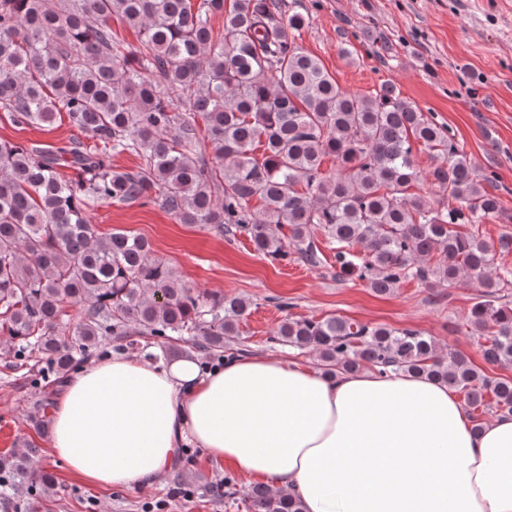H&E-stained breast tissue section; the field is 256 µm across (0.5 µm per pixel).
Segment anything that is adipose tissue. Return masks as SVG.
Listing matches in <instances>:
<instances>
[{
    "mask_svg": "<svg viewBox=\"0 0 512 512\" xmlns=\"http://www.w3.org/2000/svg\"><path fill=\"white\" fill-rule=\"evenodd\" d=\"M187 446L297 495L304 512H512V417L474 429L438 381L112 353L56 398L51 454L88 484L152 486Z\"/></svg>",
    "mask_w": 512,
    "mask_h": 512,
    "instance_id": "adipose-tissue-1",
    "label": "adipose tissue"
}]
</instances>
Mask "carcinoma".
Here are the masks:
<instances>
[{"instance_id": "obj_1", "label": "carcinoma", "mask_w": 512, "mask_h": 512, "mask_svg": "<svg viewBox=\"0 0 512 512\" xmlns=\"http://www.w3.org/2000/svg\"><path fill=\"white\" fill-rule=\"evenodd\" d=\"M0 0V105L13 121L49 127L66 113L93 144L52 149L0 141V335L24 360L48 361L45 379L63 376L99 345L131 336H179L209 354L239 336L250 301L205 296L185 285L127 231L97 234L86 215L95 201L158 202L183 224L222 235L245 231L255 251L286 261L291 249L317 265L321 233L336 268L374 293L407 279L428 288L473 282L483 300L470 311L472 335L488 365H512V237L498 244L479 225L500 215L498 196L471 157L433 114L391 83L371 95L342 89L297 39L309 24L272 0ZM224 16L215 35L210 18ZM139 29L131 49L114 38L112 16ZM189 105L204 122L206 160ZM435 152L422 171L414 147ZM263 147L261 158L254 156ZM144 158L136 171L112 169V155ZM336 173L324 175V159ZM66 167L76 177L64 180ZM423 181L427 198L410 192ZM222 191L224 201L215 199ZM262 211L252 213V200ZM289 226V237L276 233ZM468 224L469 233L457 227ZM77 308L71 318L68 309ZM283 345L308 349L323 373H403L441 381L477 410L512 414V380L487 375L460 354H444L414 329L356 324L331 316L286 318ZM38 449L0 456V512L30 489L29 512L55 489ZM247 512H303L301 501L268 484L245 491Z\"/></svg>"}]
</instances>
